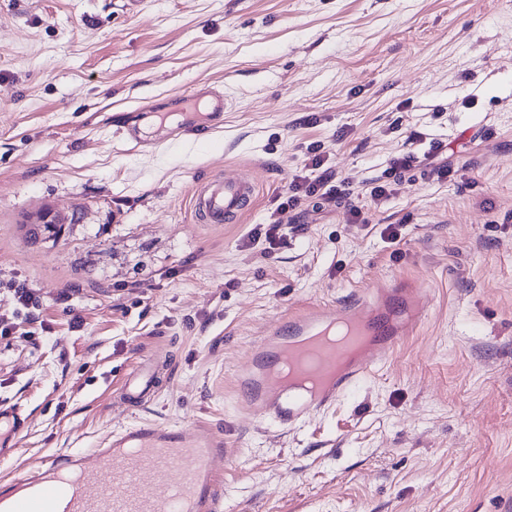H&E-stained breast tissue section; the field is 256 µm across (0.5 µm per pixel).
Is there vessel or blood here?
I'll return each mask as SVG.
<instances>
[{"label": "vessel or blood", "instance_id": "b4317fda", "mask_svg": "<svg viewBox=\"0 0 512 512\" xmlns=\"http://www.w3.org/2000/svg\"><path fill=\"white\" fill-rule=\"evenodd\" d=\"M257 184L248 176H217L202 182L192 207L206 224H229L250 211ZM423 289L383 284L335 304H313L289 317L254 344L235 381L243 404L290 428L324 409L425 318ZM358 324L372 338L354 362L313 391L282 387L270 367L296 345L336 322ZM158 378L153 360L130 372L114 397L140 407ZM27 429L19 406L0 402V457L18 447ZM228 456L223 433L194 427L191 434L140 421L112 431L96 447L43 460L33 471L0 486V512H219L218 464Z\"/></svg>", "mask_w": 512, "mask_h": 512}]
</instances>
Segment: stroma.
Returning a JSON list of instances; mask_svg holds the SVG:
<instances>
[{"label":"stroma","instance_id":"obj_1","mask_svg":"<svg viewBox=\"0 0 512 512\" xmlns=\"http://www.w3.org/2000/svg\"><path fill=\"white\" fill-rule=\"evenodd\" d=\"M193 89L223 93L221 122L184 109ZM313 143L353 185L285 213L264 255L249 233ZM237 169L255 207L199 223L194 189ZM42 208L58 238L30 235ZM391 279L429 303L384 365L291 429L243 410L258 336ZM1 326L0 400L29 426L0 483L140 420L202 422L232 450L222 512H512V0H0ZM156 351L165 382L125 408ZM158 378L157 366L153 360H143L127 377V380L113 394L114 398L130 408H139L150 394V385Z\"/></svg>","mask_w":512,"mask_h":512}]
</instances>
